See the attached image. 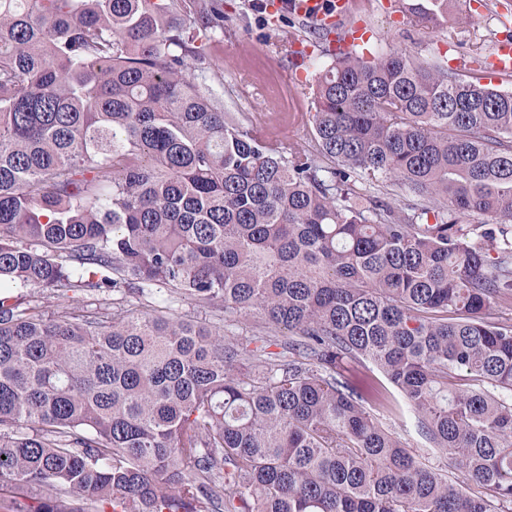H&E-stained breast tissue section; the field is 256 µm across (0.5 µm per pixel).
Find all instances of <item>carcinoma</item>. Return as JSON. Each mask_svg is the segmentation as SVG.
I'll return each mask as SVG.
<instances>
[{
    "instance_id": "carcinoma-1",
    "label": "carcinoma",
    "mask_w": 512,
    "mask_h": 512,
    "mask_svg": "<svg viewBox=\"0 0 512 512\" xmlns=\"http://www.w3.org/2000/svg\"><path fill=\"white\" fill-rule=\"evenodd\" d=\"M401 2L425 28L454 8ZM222 30L221 0H0V283H161L288 336L0 293V506L512 512V323L486 315L512 306V90L347 49L313 145L261 139L207 84ZM389 178L410 211L362 193ZM391 386L484 495L383 427Z\"/></svg>"
}]
</instances>
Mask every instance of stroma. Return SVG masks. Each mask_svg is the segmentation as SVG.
<instances>
[{
    "label": "stroma",
    "instance_id": "35a3bbf8",
    "mask_svg": "<svg viewBox=\"0 0 512 512\" xmlns=\"http://www.w3.org/2000/svg\"><path fill=\"white\" fill-rule=\"evenodd\" d=\"M267 2L224 0V33L206 49L210 65L208 85L225 111L239 117L258 134L307 143L311 140V126L301 121L300 116L315 107L308 86L316 74L330 64L331 58L325 54L323 43L312 37L309 25L286 10L270 15ZM503 2L486 0L485 11L477 14L470 0H458L448 29L427 30L396 23L384 10L382 0H351L347 23L365 26L370 32L367 44L360 47L361 52L399 51L429 62L460 57L469 69L483 70L485 84L512 89V75H493L484 70L496 35L503 31L505 24H512V14L506 16L499 12ZM288 30L301 31L307 40L301 60H294L280 47V40ZM475 41L482 45L477 55L468 50L469 44ZM151 302L167 313L223 322L227 334L243 340L268 333L264 326L237 316H226L222 309L172 293L162 284L154 285L147 298L119 293L113 296V307L117 310H143ZM380 421L423 462L447 470L452 479L465 484L467 491L477 492V485L467 481L447 453L429 447L418 431L412 408L402 406L398 414L381 415Z\"/></svg>",
    "mask_w": 512,
    "mask_h": 512
}]
</instances>
